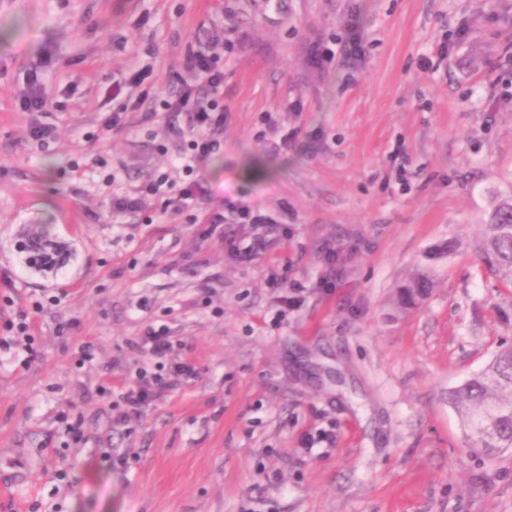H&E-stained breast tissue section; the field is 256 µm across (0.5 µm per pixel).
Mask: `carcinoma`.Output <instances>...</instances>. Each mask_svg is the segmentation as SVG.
Listing matches in <instances>:
<instances>
[{
    "label": "carcinoma",
    "mask_w": 512,
    "mask_h": 512,
    "mask_svg": "<svg viewBox=\"0 0 512 512\" xmlns=\"http://www.w3.org/2000/svg\"><path fill=\"white\" fill-rule=\"evenodd\" d=\"M481 250L484 267L507 288H512V199L495 198L485 223ZM430 279L419 274L405 288L408 301L426 296ZM448 402L458 411L475 452L486 457L512 449V345H505L488 366L448 393ZM492 417L477 426L482 412Z\"/></svg>",
    "instance_id": "carcinoma-1"
}]
</instances>
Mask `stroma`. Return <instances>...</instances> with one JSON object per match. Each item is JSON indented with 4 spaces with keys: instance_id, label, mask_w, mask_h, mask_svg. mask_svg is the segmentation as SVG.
<instances>
[{
    "instance_id": "35a3bbf8",
    "label": "stroma",
    "mask_w": 512,
    "mask_h": 512,
    "mask_svg": "<svg viewBox=\"0 0 512 512\" xmlns=\"http://www.w3.org/2000/svg\"><path fill=\"white\" fill-rule=\"evenodd\" d=\"M354 12L362 61L313 67ZM189 44L219 57L227 110L193 224L169 205L191 132L158 109ZM35 66L43 113L18 107ZM268 112L321 141L275 151ZM150 176L147 210L118 211ZM509 193L512 0H0V512H512V451L474 455L448 402L512 342L479 261ZM228 197L288 219L208 232ZM43 225L73 255L37 269L19 246ZM256 233L251 261L226 245ZM156 323L196 374L116 423ZM122 98L123 103L120 109L112 112V116L108 119L107 127L112 129L119 128L122 124V114L128 111H134L138 108L140 102L137 99H132L131 96L124 94V85L121 82L112 84V99L116 100Z\"/></svg>"
}]
</instances>
